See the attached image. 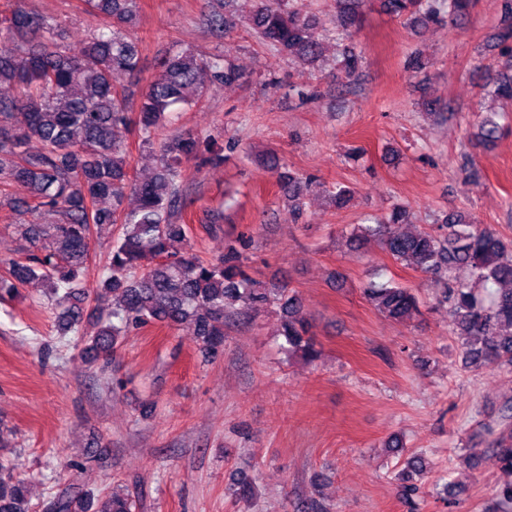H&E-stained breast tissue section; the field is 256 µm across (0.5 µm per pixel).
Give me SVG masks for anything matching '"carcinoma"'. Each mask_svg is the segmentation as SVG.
<instances>
[{
    "label": "carcinoma",
    "instance_id": "1",
    "mask_svg": "<svg viewBox=\"0 0 512 512\" xmlns=\"http://www.w3.org/2000/svg\"><path fill=\"white\" fill-rule=\"evenodd\" d=\"M246 18L251 31L282 57L302 63L318 59L322 43L315 15L295 0H253ZM364 0H335L336 29L351 38L362 24ZM102 23L77 41L61 40L54 19L21 6L0 17V205L17 201L32 213L54 216L50 224H20L29 244L21 260L5 259L0 301L20 296V288L41 283L43 296L56 310L60 335L85 341L83 354L92 361L112 360L121 340L148 324L194 325V338L211 357L224 353V323L237 313L279 309L280 335L290 354L318 356L311 325L299 316V299L280 283L267 285L248 272L249 244L224 243V251L203 260L192 253L190 227L175 221L186 207L183 164L201 165L224 159L214 143L190 135H166L177 118L175 107L202 102L215 83L233 84L239 69L222 56L208 60L191 49L166 56L135 112L120 92V78L140 71L141 51L130 34L137 20L136 0H84ZM381 8L410 25L467 17L474 0H381ZM499 65L487 70L483 91L504 109L479 121L481 141L493 144L505 131L499 119H512V0H499ZM341 71L354 77L362 56L353 46L342 49ZM136 133L141 145L157 157L155 176L140 179L128 163L125 133ZM267 166L288 184L291 215L302 214L312 189L310 177L279 171L273 155ZM406 204H395L388 216L357 224L352 240L386 251L395 262L420 271L444 285L439 303L448 305L449 330L459 338L465 361L475 369L496 365L512 369V243L493 229L449 213L435 230L410 234L398 225L412 223ZM120 225L96 286L84 278L91 264L93 230ZM158 259L141 263L145 254ZM465 267L474 281L459 279ZM112 295V312L84 320L82 303L90 295ZM368 302L396 321L420 314L409 289L368 283ZM507 476L497 490L499 504L512 512V433L492 444ZM425 459L411 456L397 473L402 497L418 510L420 487L415 477ZM48 512H135L124 489L104 497L90 492L65 493L47 503ZM0 512H31L30 483L0 462Z\"/></svg>",
    "mask_w": 512,
    "mask_h": 512
}]
</instances>
